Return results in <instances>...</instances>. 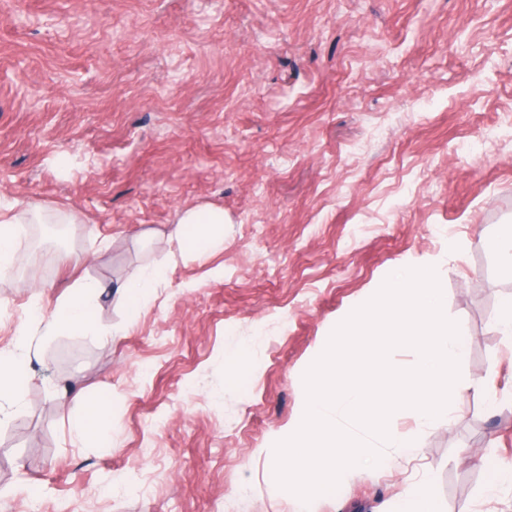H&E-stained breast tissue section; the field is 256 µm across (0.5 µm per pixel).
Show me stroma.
<instances>
[{
    "label": "stroma",
    "mask_w": 512,
    "mask_h": 512,
    "mask_svg": "<svg viewBox=\"0 0 512 512\" xmlns=\"http://www.w3.org/2000/svg\"><path fill=\"white\" fill-rule=\"evenodd\" d=\"M76 214L0 271V512H512V0H0V200ZM224 212V247L169 237ZM459 247L449 260L448 244ZM426 264L467 332L460 405L339 491L302 502L273 446L303 375L385 279ZM162 275L128 321L117 290ZM104 293L98 335H46L34 303ZM482 381L476 393L470 385ZM103 402L97 434L69 419ZM499 267L504 274L512 276V224H504L490 241Z\"/></svg>",
    "instance_id": "obj_1"
}]
</instances>
